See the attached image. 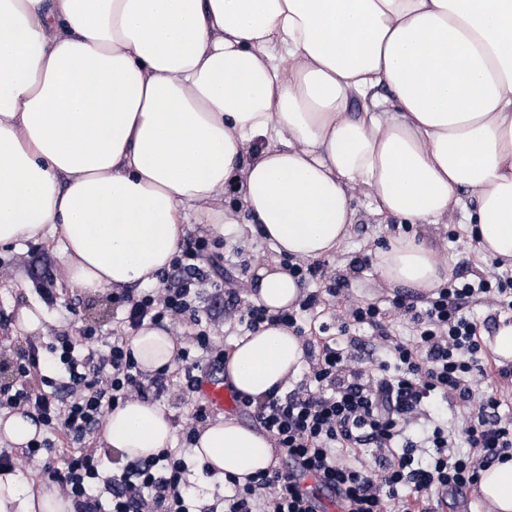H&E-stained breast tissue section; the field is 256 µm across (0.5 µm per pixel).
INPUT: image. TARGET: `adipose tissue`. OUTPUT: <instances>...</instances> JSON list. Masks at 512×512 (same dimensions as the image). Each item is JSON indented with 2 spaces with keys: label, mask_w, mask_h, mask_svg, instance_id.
<instances>
[{
  "label": "adipose tissue",
  "mask_w": 512,
  "mask_h": 512,
  "mask_svg": "<svg viewBox=\"0 0 512 512\" xmlns=\"http://www.w3.org/2000/svg\"><path fill=\"white\" fill-rule=\"evenodd\" d=\"M359 196L387 221L463 218L487 263L512 265V0H0V247L54 242L67 287L155 282L190 211L219 235L248 216L278 253L329 258ZM374 269L421 294L449 274L402 234ZM251 275L252 302H298L280 264ZM130 346L148 371L176 353L162 328ZM304 363L299 338L270 326L236 339L224 380L261 400ZM104 439L148 457L174 428L130 399ZM194 455L220 479L275 461L269 435L232 416L200 430ZM478 492L512 512V460ZM70 509L0 472V512Z\"/></svg>",
  "instance_id": "1"
}]
</instances>
